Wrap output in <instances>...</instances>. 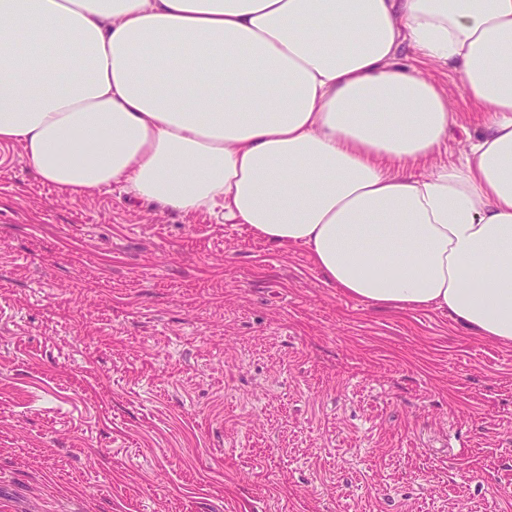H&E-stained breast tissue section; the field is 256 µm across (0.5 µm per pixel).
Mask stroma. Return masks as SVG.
I'll return each mask as SVG.
<instances>
[{"mask_svg":"<svg viewBox=\"0 0 512 512\" xmlns=\"http://www.w3.org/2000/svg\"><path fill=\"white\" fill-rule=\"evenodd\" d=\"M0 512H512V347L0 146Z\"/></svg>","mask_w":512,"mask_h":512,"instance_id":"1","label":"stroma"}]
</instances>
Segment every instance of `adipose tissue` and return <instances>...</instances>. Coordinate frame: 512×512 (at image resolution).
Wrapping results in <instances>:
<instances>
[{
	"instance_id": "1",
	"label": "adipose tissue",
	"mask_w": 512,
	"mask_h": 512,
	"mask_svg": "<svg viewBox=\"0 0 512 512\" xmlns=\"http://www.w3.org/2000/svg\"><path fill=\"white\" fill-rule=\"evenodd\" d=\"M465 164L424 167L455 114ZM57 190L207 213L326 283L512 346V0H0V146ZM415 64L448 90V102L457 117V124L448 136V144L442 148L433 162L439 165L461 164L469 155L471 143L476 139V125L474 114L470 113L472 111L468 102L459 89L457 76L448 67L422 63L421 60Z\"/></svg>"
}]
</instances>
